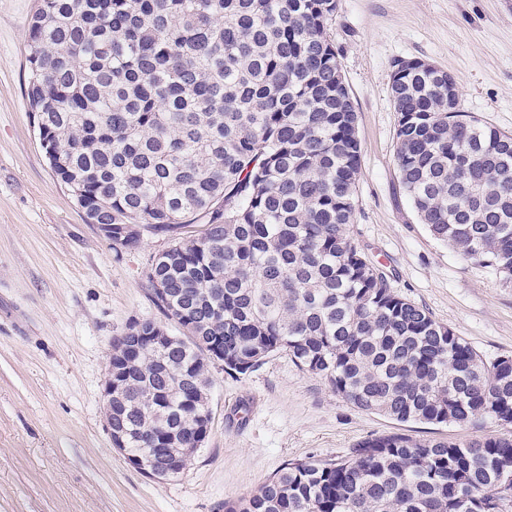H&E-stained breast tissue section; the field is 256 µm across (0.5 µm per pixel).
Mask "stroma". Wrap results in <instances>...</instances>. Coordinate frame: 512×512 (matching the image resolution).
Returning a JSON list of instances; mask_svg holds the SVG:
<instances>
[{"mask_svg":"<svg viewBox=\"0 0 512 512\" xmlns=\"http://www.w3.org/2000/svg\"><path fill=\"white\" fill-rule=\"evenodd\" d=\"M332 37L358 115L362 161L350 234L391 287L492 362L512 357V278L436 240L395 163L397 61L455 79L460 108L512 132V0H336ZM38 0H0V512H224L286 462L341 459L403 433L464 443L497 424L400 423L359 410L286 355L211 365L212 422L191 464L158 480L113 448L103 389L113 337L162 321L146 287L158 237L113 249L52 173L26 98Z\"/></svg>","mask_w":512,"mask_h":512,"instance_id":"obj_1","label":"stroma"}]
</instances>
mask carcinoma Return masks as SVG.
<instances>
[{
	"label": "carcinoma",
	"instance_id": "carcinoma-1",
	"mask_svg": "<svg viewBox=\"0 0 512 512\" xmlns=\"http://www.w3.org/2000/svg\"><path fill=\"white\" fill-rule=\"evenodd\" d=\"M336 0H39L27 98L45 156L112 245L169 246L154 304L112 340V428L169 461L201 441L209 343L245 374L284 352L398 422L512 425V358L486 362L397 294L350 235L361 166L330 36ZM395 161L431 234L512 276V134L459 109L455 79L395 64ZM224 512H512V431L400 433L289 461Z\"/></svg>",
	"mask_w": 512,
	"mask_h": 512
}]
</instances>
